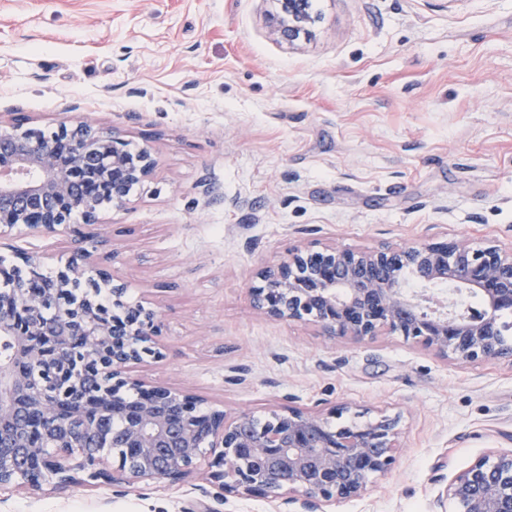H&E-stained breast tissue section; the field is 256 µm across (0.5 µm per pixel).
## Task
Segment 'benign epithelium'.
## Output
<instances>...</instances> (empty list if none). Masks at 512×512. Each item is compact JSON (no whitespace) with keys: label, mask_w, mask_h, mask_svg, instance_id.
<instances>
[{"label":"benign epithelium","mask_w":512,"mask_h":512,"mask_svg":"<svg viewBox=\"0 0 512 512\" xmlns=\"http://www.w3.org/2000/svg\"><path fill=\"white\" fill-rule=\"evenodd\" d=\"M277 2L272 33L290 44L310 38L316 16L309 0ZM57 137L44 144L22 124L0 129V236L19 224L69 234L76 207L92 226L103 203L125 206L130 187L154 171L149 147L132 152L126 140L84 121L61 123ZM80 259L58 272L60 287L83 276L107 284L112 313L88 299L44 321L39 300L25 290L0 292V337L10 341L0 357V491L50 485L64 492L81 482L176 485L201 470L225 497L263 498L277 512H324L362 496L393 468L402 448L399 412L359 411L348 402L301 407L288 396L260 421L246 411L204 412L198 396L132 376L145 357H164L158 314L127 305L124 283L92 255ZM406 269L425 289L452 283L476 293L482 309L464 316L431 309L426 297L408 292ZM248 292L257 313L311 324L331 341L368 345L398 336L459 366L512 365L509 329L498 319L512 311V247L463 238L363 250L297 245L264 266ZM31 367L56 373L54 394L31 397ZM111 416L122 420L112 436ZM30 418L49 422L38 448L20 428ZM77 420L119 452L78 446ZM450 501L459 512H512V450L482 455L456 473L438 499L440 512Z\"/></svg>","instance_id":"benign-epithelium-1"}]
</instances>
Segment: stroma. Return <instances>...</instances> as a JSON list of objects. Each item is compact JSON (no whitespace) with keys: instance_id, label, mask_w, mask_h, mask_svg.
<instances>
[{"instance_id":"35a3bbf8","label":"stroma","mask_w":512,"mask_h":512,"mask_svg":"<svg viewBox=\"0 0 512 512\" xmlns=\"http://www.w3.org/2000/svg\"><path fill=\"white\" fill-rule=\"evenodd\" d=\"M274 0H0V121L77 116L153 175L97 241L10 247L57 273L106 259L157 309L162 361L136 374L264 417L292 394L404 416L391 471L331 512H435L476 457L512 450V366L460 368L396 336L330 342L257 314L247 285L298 244L463 236L512 247V0H314L309 40L271 35ZM207 482L2 491L0 512H190Z\"/></svg>"}]
</instances>
